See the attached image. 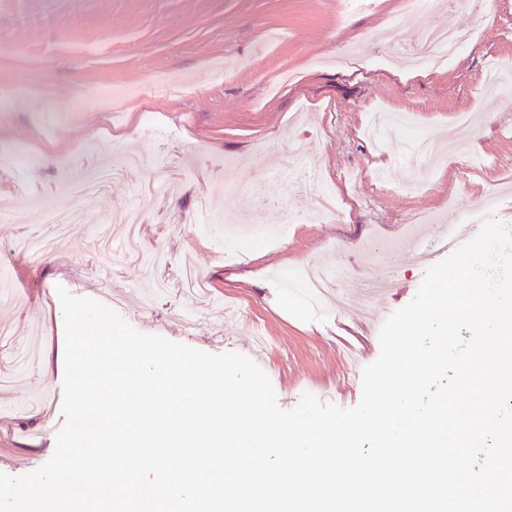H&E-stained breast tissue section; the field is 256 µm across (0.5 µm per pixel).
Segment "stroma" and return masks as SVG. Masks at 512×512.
Returning a JSON list of instances; mask_svg holds the SVG:
<instances>
[{"label":"stroma","mask_w":512,"mask_h":512,"mask_svg":"<svg viewBox=\"0 0 512 512\" xmlns=\"http://www.w3.org/2000/svg\"><path fill=\"white\" fill-rule=\"evenodd\" d=\"M472 39L442 72L425 79L382 62L397 30L413 47L427 24L405 18L403 0H0V149L17 156L0 169V327L11 336L0 359L30 349L23 380L0 390V473L19 477L55 451L64 373V286L96 299L134 329L220 354L246 353L247 327L221 317L236 300L264 334L278 404L303 393L342 408L362 394V367L380 353L351 290L372 274L391 280L373 312L409 303L425 268L407 253L423 236L479 224L480 203L512 227V96L481 88L489 71L512 75V0H461L449 13ZM173 82L170 94L131 98L106 119L92 107L62 125L47 101L104 84L139 90ZM409 112L418 127L477 156L469 170L405 168L400 132L369 137L371 113ZM154 160L122 172L90 198L69 191L80 171L123 153ZM318 166L321 186L284 180L285 166ZM330 191L341 213L304 220ZM72 215L48 256L15 250L19 238ZM143 226V249L162 246L194 268L208 292L182 295L174 271L155 293L157 271L121 253L89 256L98 235ZM323 262L339 273L334 308L309 304L288 278Z\"/></svg>","instance_id":"35a3bbf8"}]
</instances>
